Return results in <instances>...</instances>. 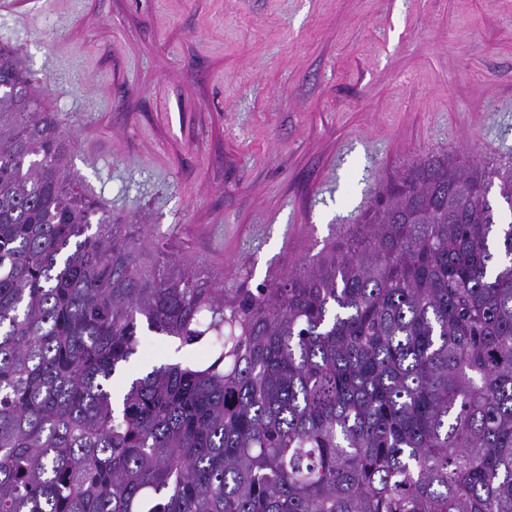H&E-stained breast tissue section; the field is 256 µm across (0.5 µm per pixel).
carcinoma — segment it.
I'll return each mask as SVG.
<instances>
[{"mask_svg":"<svg viewBox=\"0 0 512 512\" xmlns=\"http://www.w3.org/2000/svg\"><path fill=\"white\" fill-rule=\"evenodd\" d=\"M0 48V512H512V164L427 153L288 277L230 290L64 169ZM207 357L120 397L143 331Z\"/></svg>","mask_w":512,"mask_h":512,"instance_id":"carcinoma-1","label":"carcinoma"}]
</instances>
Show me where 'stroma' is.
Wrapping results in <instances>:
<instances>
[{
	"mask_svg": "<svg viewBox=\"0 0 512 512\" xmlns=\"http://www.w3.org/2000/svg\"><path fill=\"white\" fill-rule=\"evenodd\" d=\"M68 173L117 224L253 288L428 152L512 161V0H0Z\"/></svg>",
	"mask_w": 512,
	"mask_h": 512,
	"instance_id": "obj_1",
	"label": "stroma"
}]
</instances>
